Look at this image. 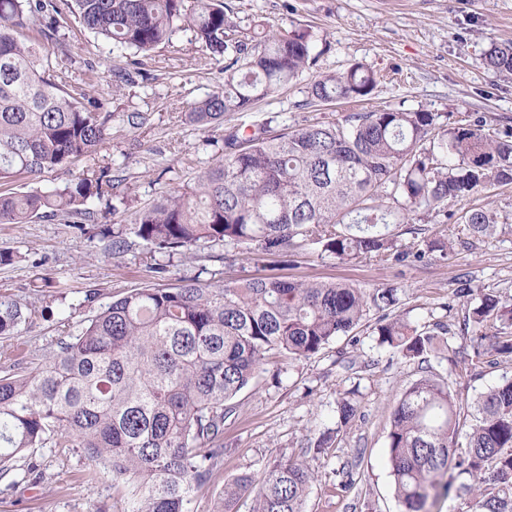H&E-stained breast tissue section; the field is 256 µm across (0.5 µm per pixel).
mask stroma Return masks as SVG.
Returning <instances> with one entry per match:
<instances>
[{
  "label": "stroma",
  "instance_id": "35a3bbf8",
  "mask_svg": "<svg viewBox=\"0 0 512 512\" xmlns=\"http://www.w3.org/2000/svg\"><path fill=\"white\" fill-rule=\"evenodd\" d=\"M242 40L258 23L291 31L310 30L316 61L273 101H260L233 115L252 126L272 115L284 119L340 118L350 112L388 108L424 109L457 121L461 113L485 116L499 130L512 128V77L493 76L484 65L491 45L512 40V0H224ZM192 34L179 30L173 44L140 58L119 55L74 19L60 24L47 47L51 56L70 54L72 76L92 78L91 98L106 110L147 112L151 126L133 130L113 122L102 154L117 194L130 207L186 183L202 163L222 157V128L198 130L185 122L189 103L224 82L205 65ZM363 63L388 79L360 102L307 106L308 88L319 75ZM135 64L142 79L123 92L112 91V69ZM124 212L98 201L79 223L43 217L28 224H0V250L22 259L0 266V293L35 306L38 316L20 339L0 338V369L19 364L25 371L44 364L66 330L95 316L136 288L168 287L179 280H235L268 274L264 259H245L223 245L203 243L163 261L146 246L115 256L108 231L123 228ZM166 262L157 276L151 267ZM278 274L296 280L345 282L366 289L395 286L399 311L416 327L446 320L457 325L460 310L446 305L457 288L469 285L512 296V230L461 247L453 260L432 259L381 265L372 259L341 262L309 249L285 258ZM370 309L355 339L340 338L323 352L301 360L275 355L264 372L234 400L235 417L224 423V464L211 484L197 492L193 512H210L226 483L241 476L260 478L274 463L307 462L315 474L304 512H398L387 465V433L395 398L417 380L420 367L381 348ZM373 361L372 370L362 364ZM357 389L361 416L341 433L337 445L315 449L317 438L336 427V401ZM36 475L12 471L0 479V512H121L110 480L88 479L87 462L65 448H39Z\"/></svg>",
  "mask_w": 512,
  "mask_h": 512
}]
</instances>
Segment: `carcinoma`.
<instances>
[{
	"instance_id": "cac0c4a2",
	"label": "carcinoma",
	"mask_w": 512,
	"mask_h": 512,
	"mask_svg": "<svg viewBox=\"0 0 512 512\" xmlns=\"http://www.w3.org/2000/svg\"><path fill=\"white\" fill-rule=\"evenodd\" d=\"M80 24L113 48L147 55L192 33L206 58L224 72V86L191 103L188 121L224 126V154L129 215L127 231L109 249L140 240L159 253L201 242L224 244L274 260L311 246L339 260L453 259L456 245L496 233L498 214L467 202L495 185L512 184V132L476 118L453 126L424 110L351 112L332 121L283 124L272 116L250 129L237 112L274 99L315 60L307 30L262 24L239 39L223 0H0V181L67 168L86 174L49 190L0 192V224L35 217L72 218L115 196L110 168L98 164L114 113L69 86L72 60L51 59L45 42L60 19ZM484 63L512 74V43L495 44ZM385 76L363 64L320 75L307 104L369 96ZM135 84L113 69L116 92ZM141 129L146 112L120 115ZM442 218L448 233L423 246L398 242L392 228ZM398 289L264 275L236 282L182 280L139 288L105 307L60 343L48 363L28 374L0 376V476L36 448H78L88 478L106 477L121 493L123 512H191L224 461V421L233 399L261 371L270 353L314 356L362 325L375 307L379 344L415 360L450 332L437 321L418 329L402 314ZM465 310V343L453 349L463 384L481 369L512 363V300L481 289L456 293ZM35 312L0 295V336L14 338ZM335 432L352 427L359 405L350 393L336 402ZM388 462L400 512H431L442 497L466 496V512H512V376L473 402L472 412L448 384L424 375L397 398L388 430ZM470 483L454 486L453 473ZM314 474L284 461L259 480L225 484L212 512L252 499L249 512H303Z\"/></svg>"
}]
</instances>
